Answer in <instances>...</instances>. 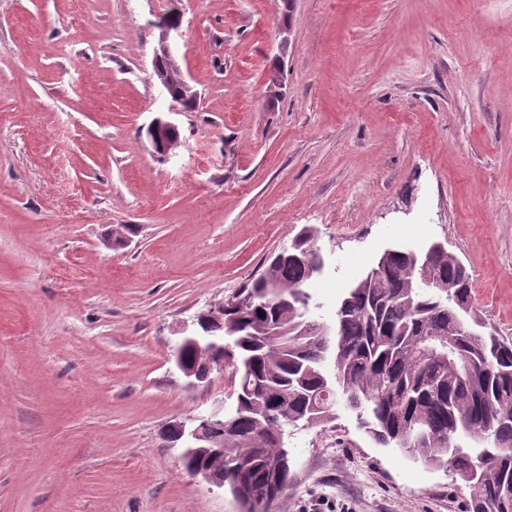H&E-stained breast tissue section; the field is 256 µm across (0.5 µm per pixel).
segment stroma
Returning a JSON list of instances; mask_svg holds the SVG:
<instances>
[{
	"label": "stroma",
	"instance_id": "35a3bbf8",
	"mask_svg": "<svg viewBox=\"0 0 512 512\" xmlns=\"http://www.w3.org/2000/svg\"><path fill=\"white\" fill-rule=\"evenodd\" d=\"M163 23L190 112L153 76ZM307 226L314 318L440 240L512 340V0H0V512H240L171 439L232 409L233 368L193 384L172 352ZM289 446L276 512L469 496L342 408ZM176 126L171 121L156 117L152 120L147 128V133L151 139L154 150L160 156L167 155L172 149L175 148L176 142L170 141L165 138L163 132L175 130Z\"/></svg>",
	"mask_w": 512,
	"mask_h": 512
}]
</instances>
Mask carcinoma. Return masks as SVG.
I'll list each match as a JSON object with an SVG mask.
<instances>
[{"instance_id":"carcinoma-1","label":"carcinoma","mask_w":512,"mask_h":512,"mask_svg":"<svg viewBox=\"0 0 512 512\" xmlns=\"http://www.w3.org/2000/svg\"><path fill=\"white\" fill-rule=\"evenodd\" d=\"M288 254L224 303L215 332L238 366L224 488L243 512H264L288 488V428L331 419L340 404L375 444L452 468L470 489L465 512H512V343L477 315L463 262L435 255L432 286L417 274L420 251L396 245L336 301L332 335L314 336L299 325L310 319L313 273L325 269L314 231ZM273 325L288 335H270Z\"/></svg>"}]
</instances>
